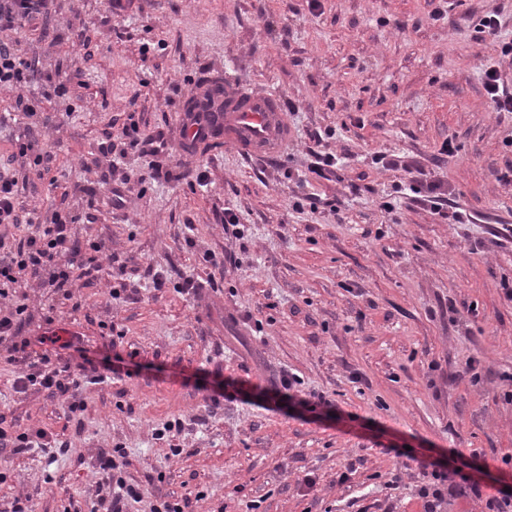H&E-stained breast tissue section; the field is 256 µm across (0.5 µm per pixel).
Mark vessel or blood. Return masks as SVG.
I'll use <instances>...</instances> for the list:
<instances>
[{"label":"vessel or blood","instance_id":"obj_1","mask_svg":"<svg viewBox=\"0 0 512 512\" xmlns=\"http://www.w3.org/2000/svg\"><path fill=\"white\" fill-rule=\"evenodd\" d=\"M180 121L185 146L204 138H222L235 143L246 154L280 156L288 142L279 96L248 90L217 91L215 84L203 85L192 106L183 108Z\"/></svg>","mask_w":512,"mask_h":512}]
</instances>
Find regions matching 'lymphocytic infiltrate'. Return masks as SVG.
Wrapping results in <instances>:
<instances>
[{"label":"lymphocytic infiltrate","instance_id":"f902f5d3","mask_svg":"<svg viewBox=\"0 0 512 512\" xmlns=\"http://www.w3.org/2000/svg\"><path fill=\"white\" fill-rule=\"evenodd\" d=\"M16 181L0 173V224L24 227L25 235L16 252L0 254V299L9 301L6 314H0V342H11L10 360L22 367L14 381L16 392L37 388L54 396H63L81 384H102L110 380L111 360L90 366L80 365L79 375H72L70 364L52 362L49 354H32V344H46V337L22 338L21 332L30 319L24 287L31 282L48 281L56 291L66 292L75 275L87 274L85 251L105 252L107 244L99 240L82 247L71 237L75 216L56 212L52 223L22 222L16 201ZM457 451H449L448 464L433 465L427 482L419 494L425 501V512H440L447 499L480 495V484L463 467L457 466ZM114 451L99 449L97 455L96 493L105 512H127L130 503L140 501V489L125 483L116 473Z\"/></svg>","mask_w":512,"mask_h":512}]
</instances>
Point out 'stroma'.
I'll return each mask as SVG.
<instances>
[{
	"label": "stroma",
	"instance_id": "1",
	"mask_svg": "<svg viewBox=\"0 0 512 512\" xmlns=\"http://www.w3.org/2000/svg\"><path fill=\"white\" fill-rule=\"evenodd\" d=\"M492 11L498 34L480 38ZM80 31L88 48L70 38ZM0 40L68 88L45 94L39 77L0 90V169L22 216L48 224L63 208L80 244L110 243L70 297L29 284L22 335L65 331L93 361L122 358L107 383L18 394L0 344V423L58 443L1 453L0 496L92 512L102 448L122 449L124 479L145 491L130 512L157 494L187 512H423L422 465L452 449L484 467L482 495L443 512H487L512 487V113L481 81L495 63L512 86V0H323L318 15L306 0H146L139 15L57 0L44 29ZM213 77L293 103L281 158L225 141L180 151L179 110ZM131 123L142 142L112 164L99 147ZM30 132L50 156L39 177L17 154ZM317 152L342 158L336 178L313 179ZM380 153L442 180L478 221L448 223ZM153 163L165 176L150 178ZM288 377L312 409L290 405ZM227 380L252 400L220 397Z\"/></svg>",
	"mask_w": 512,
	"mask_h": 512
}]
</instances>
